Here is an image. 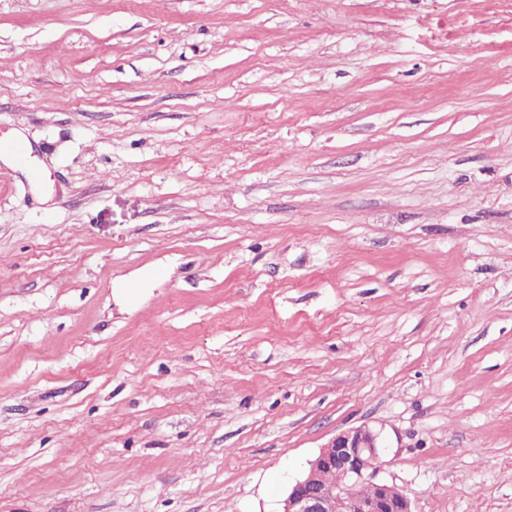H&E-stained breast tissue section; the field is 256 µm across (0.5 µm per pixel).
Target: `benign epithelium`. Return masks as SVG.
Returning <instances> with one entry per match:
<instances>
[{"label": "benign epithelium", "instance_id": "obj_1", "mask_svg": "<svg viewBox=\"0 0 512 512\" xmlns=\"http://www.w3.org/2000/svg\"><path fill=\"white\" fill-rule=\"evenodd\" d=\"M383 452L382 432L366 424L336 435L288 491L283 512H414L403 489L373 482ZM333 470L342 476L343 483L330 485L324 481V474ZM363 484L376 492L357 494Z\"/></svg>", "mask_w": 512, "mask_h": 512}]
</instances>
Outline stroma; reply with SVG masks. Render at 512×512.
<instances>
[{
	"mask_svg": "<svg viewBox=\"0 0 512 512\" xmlns=\"http://www.w3.org/2000/svg\"><path fill=\"white\" fill-rule=\"evenodd\" d=\"M16 135L0 512H512V0H0ZM32 154V145L22 137L0 139V157L7 158L16 167L27 169ZM384 448L382 432L366 424L339 433L320 449L305 476L288 491L283 512H414L403 489L372 481ZM333 470L343 483L324 481V474ZM363 484L376 492L355 494Z\"/></svg>",
	"mask_w": 512,
	"mask_h": 512,
	"instance_id": "1",
	"label": "stroma"
}]
</instances>
